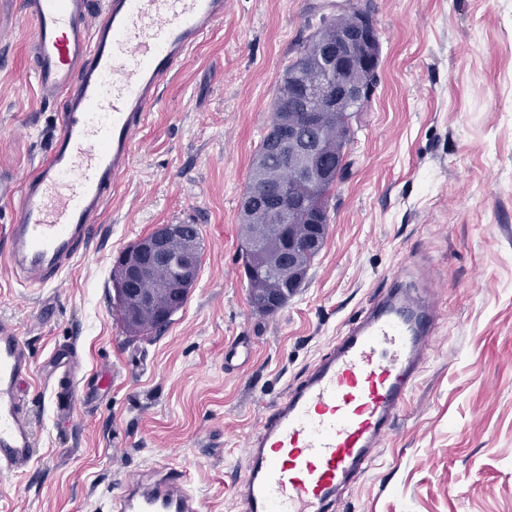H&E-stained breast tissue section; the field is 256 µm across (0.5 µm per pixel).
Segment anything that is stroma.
<instances>
[{"mask_svg":"<svg viewBox=\"0 0 512 512\" xmlns=\"http://www.w3.org/2000/svg\"><path fill=\"white\" fill-rule=\"evenodd\" d=\"M378 85L354 120L328 234L276 313L248 300L240 200L298 44L326 0H229L161 90L94 239L44 293L0 266V326L35 371V457L0 472V512H108L149 468L186 470L204 512H239L245 448L270 408L400 277L439 305L433 347L368 472L334 512H512V0H373ZM20 0H0V185L47 150ZM198 225L202 262L156 335L116 313L119 253ZM77 346L84 398L55 418L46 365Z\"/></svg>","mask_w":512,"mask_h":512,"instance_id":"stroma-1","label":"stroma"}]
</instances>
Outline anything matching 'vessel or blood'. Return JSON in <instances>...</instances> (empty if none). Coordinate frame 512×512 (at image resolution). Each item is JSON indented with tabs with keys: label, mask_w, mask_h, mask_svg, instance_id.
<instances>
[{
	"label": "vessel or blood",
	"mask_w": 512,
	"mask_h": 512,
	"mask_svg": "<svg viewBox=\"0 0 512 512\" xmlns=\"http://www.w3.org/2000/svg\"><path fill=\"white\" fill-rule=\"evenodd\" d=\"M226 0H21L32 27L36 82L60 112L47 154L10 195L0 253L32 288L55 283L90 240L132 161L160 89L224 17ZM434 316L393 290L348 327L308 377L277 402L248 443L240 512H331L364 476L424 361ZM72 350L56 351L57 416L79 399ZM33 372L19 336L0 326V472L28 468L35 426L22 384ZM186 472L127 481L112 512H202Z\"/></svg>",
	"instance_id": "obj_1"
}]
</instances>
